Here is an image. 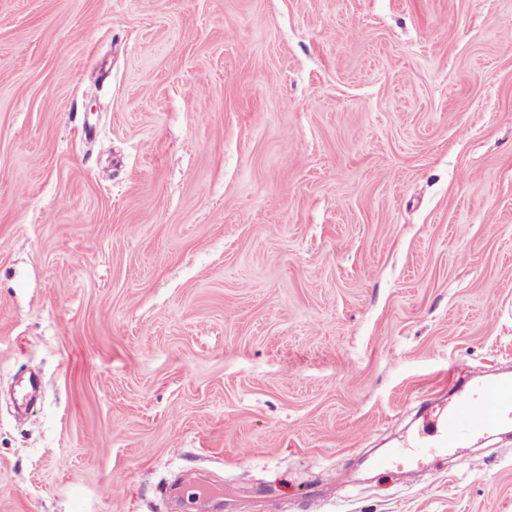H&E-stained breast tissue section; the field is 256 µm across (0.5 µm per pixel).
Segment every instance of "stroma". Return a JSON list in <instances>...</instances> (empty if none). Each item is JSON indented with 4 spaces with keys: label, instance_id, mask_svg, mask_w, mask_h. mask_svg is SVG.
Listing matches in <instances>:
<instances>
[{
    "label": "stroma",
    "instance_id": "1",
    "mask_svg": "<svg viewBox=\"0 0 512 512\" xmlns=\"http://www.w3.org/2000/svg\"><path fill=\"white\" fill-rule=\"evenodd\" d=\"M512 0H0V512H512ZM42 374L18 415L8 390ZM431 438H415L410 448H391L373 459L376 468H394L402 478H411L422 457L461 448L493 430L512 427V375L475 376L460 387L448 406L431 421Z\"/></svg>",
    "mask_w": 512,
    "mask_h": 512
}]
</instances>
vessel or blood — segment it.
<instances>
[{"label": "vessel or blood", "mask_w": 512, "mask_h": 512, "mask_svg": "<svg viewBox=\"0 0 512 512\" xmlns=\"http://www.w3.org/2000/svg\"><path fill=\"white\" fill-rule=\"evenodd\" d=\"M432 426L430 437H417L410 447L393 448L375 457L374 467H391L400 477L409 478L422 457L512 427V375L475 376L468 386L457 389L447 407L435 415Z\"/></svg>", "instance_id": "vessel-or-blood-1"}]
</instances>
